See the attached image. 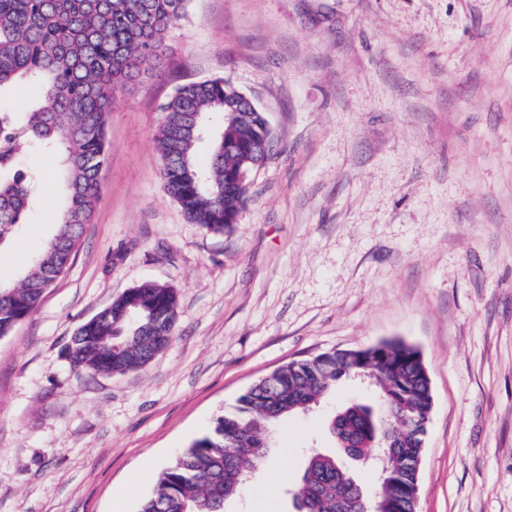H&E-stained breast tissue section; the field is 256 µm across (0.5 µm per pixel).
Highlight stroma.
Segmentation results:
<instances>
[{
  "label": "stroma",
  "mask_w": 512,
  "mask_h": 512,
  "mask_svg": "<svg viewBox=\"0 0 512 512\" xmlns=\"http://www.w3.org/2000/svg\"><path fill=\"white\" fill-rule=\"evenodd\" d=\"M230 78L274 146L230 230L186 220L154 139L181 84ZM102 195L65 273L0 338V512H138L161 471L257 379L400 340L433 410L417 512H512V0H192L160 71L119 93ZM0 282L53 231L57 158ZM145 281L171 344L126 375L75 372L76 328ZM334 401L277 427L226 512H293Z\"/></svg>",
  "instance_id": "obj_1"
}]
</instances>
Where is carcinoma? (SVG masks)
<instances>
[{
  "instance_id": "obj_1",
  "label": "carcinoma",
  "mask_w": 512,
  "mask_h": 512,
  "mask_svg": "<svg viewBox=\"0 0 512 512\" xmlns=\"http://www.w3.org/2000/svg\"><path fill=\"white\" fill-rule=\"evenodd\" d=\"M189 4L0 0V248L10 244L42 193L38 175L16 168L21 155L38 149L57 153L61 211L51 235L60 243H46L17 283L0 284L1 338L37 309L67 270L100 198L116 93L159 66ZM27 82L41 86L42 93L25 111L2 105L15 86ZM234 89L222 77L178 86L162 107L155 137L166 191L190 223L214 234L235 223L248 193L246 184H227L249 163L224 145L266 133L264 113L240 109ZM204 140L210 159L202 164L197 146ZM176 319L173 289L145 281L82 323L71 337L69 357L85 372L137 371L163 342H171ZM370 366L377 403L350 402L333 413L328 432L339 453L310 455L292 494L300 498L301 512H391L398 501V512H415V502L400 495L417 482L425 432L414 423L430 414L432 390L415 347L401 341L325 352L258 380L163 470L139 512H224L225 503L267 462L277 423L331 398L340 381ZM378 447L386 451L385 464L376 466L380 478L368 491L340 460Z\"/></svg>"
}]
</instances>
